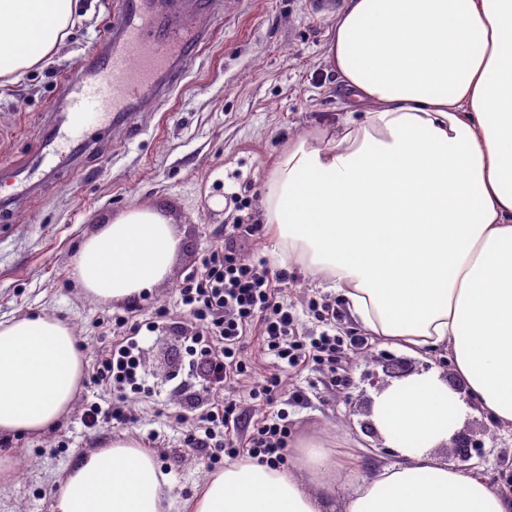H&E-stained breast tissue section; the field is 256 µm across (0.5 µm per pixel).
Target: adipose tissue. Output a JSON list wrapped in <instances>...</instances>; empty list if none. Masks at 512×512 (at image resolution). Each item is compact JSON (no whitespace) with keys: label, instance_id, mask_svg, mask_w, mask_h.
I'll list each match as a JSON object with an SVG mask.
<instances>
[{"label":"adipose tissue","instance_id":"ef3b65f1","mask_svg":"<svg viewBox=\"0 0 512 512\" xmlns=\"http://www.w3.org/2000/svg\"><path fill=\"white\" fill-rule=\"evenodd\" d=\"M80 0H0V84L58 52ZM326 58L358 102L335 129L291 136L261 207L282 262L330 282L350 318L386 344L447 352L439 371L375 394L371 420L402 465L357 483L340 512H512V497L440 450L471 404L512 430V0H343ZM181 239L149 205L86 236L72 275L86 296L135 303L165 282ZM68 323L0 321V436H41L84 379ZM297 470L235 461L186 512H330L345 464L297 443ZM171 483L131 437L82 452L50 512H168Z\"/></svg>","mask_w":512,"mask_h":512}]
</instances>
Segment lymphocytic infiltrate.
Wrapping results in <instances>:
<instances>
[{
  "label": "lymphocytic infiltrate",
  "mask_w": 512,
  "mask_h": 512,
  "mask_svg": "<svg viewBox=\"0 0 512 512\" xmlns=\"http://www.w3.org/2000/svg\"><path fill=\"white\" fill-rule=\"evenodd\" d=\"M263 235L262 224L233 225L225 233L223 244L211 250L201 267L189 273L179 288L180 300L195 329L186 351L207 376L212 391L204 431L190 432L186 441L205 449L213 465L223 458L243 455L274 466L286 459L290 430L285 410L255 422L245 440L234 436L244 416L226 392L235 388L249 369L242 349L251 331L259 332L264 353L275 363L296 366L311 362L327 368L335 383L344 380L337 371L344 345L363 343L362 338H347L326 329L310 339L300 333L293 308L280 289L288 281L287 271L270 273L263 264L244 256L245 243ZM158 328L155 321L142 324L129 322L122 315L113 317L117 339L98 364V379L113 382L122 390H140L141 360L136 338L141 331Z\"/></svg>",
  "instance_id": "1"
}]
</instances>
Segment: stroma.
Listing matches in <instances>:
<instances>
[{"mask_svg": "<svg viewBox=\"0 0 512 512\" xmlns=\"http://www.w3.org/2000/svg\"><path fill=\"white\" fill-rule=\"evenodd\" d=\"M117 2L83 0L80 20L53 59L0 86V165L31 169L35 184L0 219V320L33 312L59 317L73 327L86 361L82 386L60 422L39 437H0V449L18 460L15 481L0 487V512H49L52 488L76 454L127 436L150 442L172 484L171 512H182L181 502L211 473L203 453L184 443L188 424L207 410L211 395L189 367L166 357L167 345L190 333L179 285L223 238L225 226L236 223L238 198L259 215L270 162L289 137L305 128L335 127L352 108L324 54L342 0H216L200 21L208 35L181 83L167 99L133 113L135 135L112 127L77 165L29 168L40 141L51 133L65 81L84 53L111 36ZM219 170L224 179H215ZM218 196L224 200L220 209L212 204ZM140 204L157 207L176 227L182 244L172 273L134 304L96 303L75 282L73 258L106 217ZM273 249L266 236L246 245L245 253L277 271L284 266ZM284 268V295L306 334L323 329L308 310L314 298L335 304L342 335L363 334L326 280L294 263ZM161 311L165 328L140 338L145 389L130 400L136 422L85 426L87 405L106 414L118 398L96 378L98 360L113 342V316L141 322ZM245 356L253 371L234 397L248 419L286 410L289 444L321 436L337 452L355 456L354 470L336 483L340 499L376 468L400 461L391 449L369 448L362 432L373 393L393 379L389 364L398 361L416 372L436 368L448 381L456 379L447 354L421 358L383 346L374 336L364 348L346 352V381L336 386L314 364L275 368L255 332L246 339ZM273 372L282 379L273 402L250 396V387ZM177 414L184 423L174 422ZM464 430L476 444L464 469L480 471L493 488L511 494L512 431L498 428L478 408Z\"/></svg>", "mask_w": 512, "mask_h": 512, "instance_id": "35a3bbf8", "label": "stroma"}]
</instances>
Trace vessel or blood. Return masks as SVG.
Listing matches in <instances>:
<instances>
[{
    "label": "vessel or blood",
    "instance_id": "vessel-or-blood-1",
    "mask_svg": "<svg viewBox=\"0 0 512 512\" xmlns=\"http://www.w3.org/2000/svg\"><path fill=\"white\" fill-rule=\"evenodd\" d=\"M176 8L175 0H121L111 38L82 58L68 80L63 119L52 136L54 162L81 157L100 127L126 123L130 112L180 83L203 32L174 22Z\"/></svg>",
    "mask_w": 512,
    "mask_h": 512
}]
</instances>
